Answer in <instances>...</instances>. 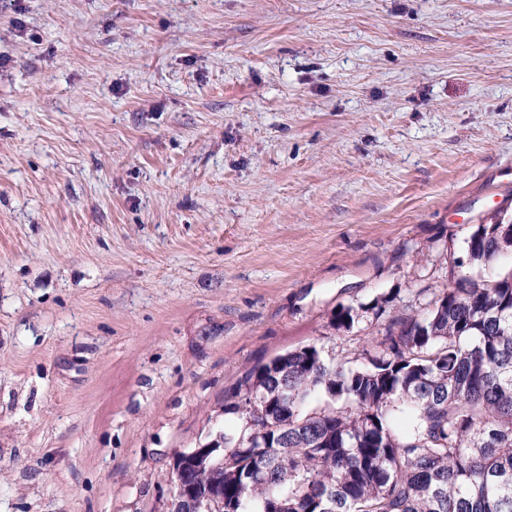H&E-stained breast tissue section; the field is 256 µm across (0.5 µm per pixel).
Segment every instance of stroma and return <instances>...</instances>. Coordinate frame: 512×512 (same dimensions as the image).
Returning a JSON list of instances; mask_svg holds the SVG:
<instances>
[{
	"instance_id": "1",
	"label": "stroma",
	"mask_w": 512,
	"mask_h": 512,
	"mask_svg": "<svg viewBox=\"0 0 512 512\" xmlns=\"http://www.w3.org/2000/svg\"><path fill=\"white\" fill-rule=\"evenodd\" d=\"M512 194V0H0V512H165L242 373L441 287Z\"/></svg>"
}]
</instances>
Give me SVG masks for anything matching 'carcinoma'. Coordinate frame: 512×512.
<instances>
[{
    "label": "carcinoma",
    "mask_w": 512,
    "mask_h": 512,
    "mask_svg": "<svg viewBox=\"0 0 512 512\" xmlns=\"http://www.w3.org/2000/svg\"><path fill=\"white\" fill-rule=\"evenodd\" d=\"M509 250L496 213L449 248L425 306L336 307L335 330L386 317L376 349L313 343L247 369L224 393L236 426L174 469L216 512H512V270L495 268Z\"/></svg>",
    "instance_id": "obj_1"
}]
</instances>
